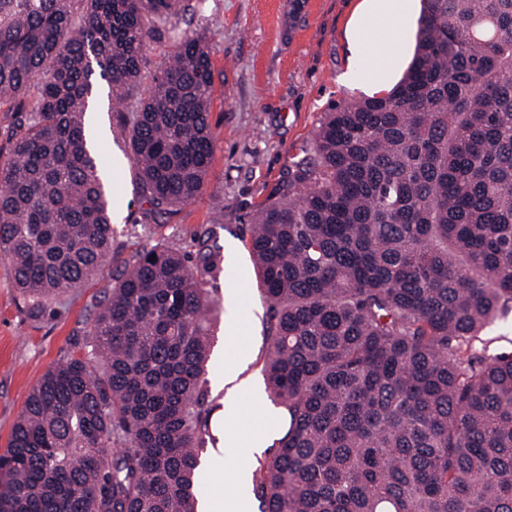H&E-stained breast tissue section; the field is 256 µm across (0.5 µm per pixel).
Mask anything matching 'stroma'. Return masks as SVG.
Here are the masks:
<instances>
[{"label": "stroma", "mask_w": 512, "mask_h": 512, "mask_svg": "<svg viewBox=\"0 0 512 512\" xmlns=\"http://www.w3.org/2000/svg\"><path fill=\"white\" fill-rule=\"evenodd\" d=\"M359 0H192L193 11L173 19L182 31L203 35L212 67L210 126L215 151L203 192L170 215L149 217L134 165L120 150V133L99 93L93 118L100 130L97 152L106 166L122 221L113 225L112 259L103 275L57 298L34 319L13 285L11 266L0 257V452L9 443L24 402L38 380L73 349L88 328L112 276L138 250L162 243L172 250L211 253L218 262L209 279L221 303L217 338L207 367L215 405L203 461L223 473L258 456L245 443L259 427L279 433L276 414L246 405L236 424L235 445L224 440V353L243 351L239 375L263 386L265 307L250 252V229L259 210L276 196L294 157L308 148L324 113L343 99L360 97L339 81L350 63L346 28ZM237 245L229 258L224 245ZM244 270L237 299L229 274Z\"/></svg>", "instance_id": "stroma-1"}]
</instances>
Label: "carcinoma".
<instances>
[{"label": "carcinoma", "mask_w": 512, "mask_h": 512, "mask_svg": "<svg viewBox=\"0 0 512 512\" xmlns=\"http://www.w3.org/2000/svg\"><path fill=\"white\" fill-rule=\"evenodd\" d=\"M190 0H0V254L33 317L105 271L113 199L87 137L94 80L151 211L202 193L215 142L202 37L145 53ZM263 372L282 434L261 512H512V0H422L388 94L325 113L257 214ZM212 255L137 251L0 453V512H198L220 303ZM172 48L173 43L167 35H161L151 43L142 65L144 75L143 87L150 84L158 64L167 57ZM16 103L11 100L0 102V149L8 153L12 122L16 116ZM511 311L506 318L496 321L487 328L485 338L494 339L491 347H498L506 351L512 350V303Z\"/></svg>", "instance_id": "1"}]
</instances>
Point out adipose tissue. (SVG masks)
Returning <instances> with one entry per match:
<instances>
[{"label":"adipose tissue","mask_w":512,"mask_h":512,"mask_svg":"<svg viewBox=\"0 0 512 512\" xmlns=\"http://www.w3.org/2000/svg\"><path fill=\"white\" fill-rule=\"evenodd\" d=\"M417 0H359L348 24L347 37L353 47L354 62L344 76L348 85L381 91L377 69L387 71L399 67L403 57L405 25L415 15ZM240 352L224 356V379L230 384L224 396V412L235 419L243 412L244 402L261 406L257 390L237 384Z\"/></svg>","instance_id":"adipose-tissue-1"}]
</instances>
